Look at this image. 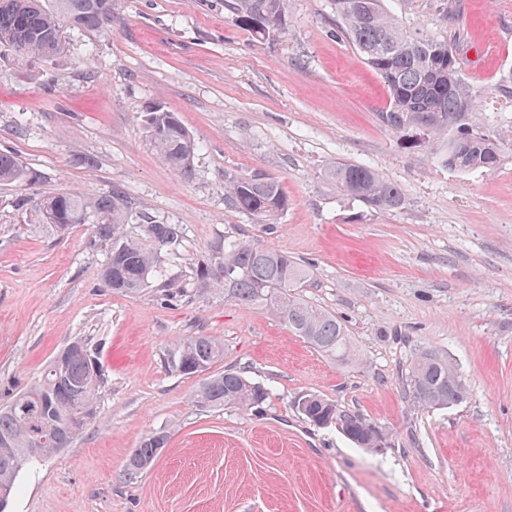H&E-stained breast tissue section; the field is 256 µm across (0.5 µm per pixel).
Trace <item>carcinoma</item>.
Segmentation results:
<instances>
[{"label": "carcinoma", "instance_id": "carcinoma-1", "mask_svg": "<svg viewBox=\"0 0 512 512\" xmlns=\"http://www.w3.org/2000/svg\"><path fill=\"white\" fill-rule=\"evenodd\" d=\"M336 28L351 42L365 63L388 89L379 121L393 133L414 132L429 142L441 143L440 162L454 170H493L500 161L501 136L486 135L469 123L474 110L469 87L460 77L456 49L445 38L405 27L385 8L384 0H330ZM289 0H225L234 23L260 38L270 36L269 21L286 24ZM115 0H0V45L12 49L20 62L54 59L66 51L64 30L79 27L96 31L112 21ZM146 137L162 161L181 176L192 174L196 144L178 121L162 117L161 109H146ZM456 135L448 137L449 132ZM328 176L345 194L374 212L402 208L401 187L374 169L334 162ZM38 174L25 168L10 151H0V183L34 182ZM224 199L238 212L272 218L288 209V197L272 177L239 178L224 175ZM125 194L112 190L88 197L61 192L35 206L39 222L65 233L77 224H89L112 252L102 269L103 281L116 293L135 294L162 274V254L181 238L177 224H160L141 214L146 243L123 237L129 223ZM196 287L221 288L224 298L264 309L294 335L338 362L353 359V346L341 318L306 300L301 289L310 271L288 253L243 239H224L214 246L209 264L196 270ZM224 360V344L211 336H194L181 345L178 367L184 374L203 373ZM457 372L440 352L423 348L402 373L411 400L423 408H439L460 393ZM104 378L77 358L64 374L49 365L41 378L0 407V492L14 495L17 476L28 458L25 448H38L48 457L68 447L98 414L97 394ZM206 407L248 409L269 399L268 390L243 373L226 370L208 375L198 393ZM309 422L322 426L329 417L343 420L351 442L361 448L377 447V425L361 414L311 395L300 411ZM169 435L146 437L126 460L130 477L148 471L167 447Z\"/></svg>", "mask_w": 512, "mask_h": 512}]
</instances>
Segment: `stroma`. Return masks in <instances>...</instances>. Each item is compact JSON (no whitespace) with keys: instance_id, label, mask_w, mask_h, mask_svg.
I'll list each match as a JSON object with an SVG mask.
<instances>
[{"instance_id":"35a3bbf8","label":"stroma","mask_w":512,"mask_h":512,"mask_svg":"<svg viewBox=\"0 0 512 512\" xmlns=\"http://www.w3.org/2000/svg\"><path fill=\"white\" fill-rule=\"evenodd\" d=\"M405 25L454 42L489 135L512 130V0H385ZM329 0H291L284 29L257 40L224 0H117L112 22L64 31L54 61L0 49V150L38 173L0 184V404L69 342L99 355L100 415L18 474L7 512H512V146L491 171L443 167L431 143L381 126L380 77L338 35ZM174 113L197 144L181 179L145 138L146 107ZM397 183L385 213L347 196L328 165ZM272 176L289 200L259 224L224 200V176ZM121 188L134 213L178 224L167 287L117 294L112 245L79 224L60 234L34 206L62 191ZM227 236L311 267L303 296L341 316L357 359L337 363L268 312L195 285ZM224 345L270 391L248 410L196 401L181 344ZM447 356L467 388L447 408L406 395L415 348ZM316 393L376 423L361 448L296 407ZM170 439L150 470L124 475L150 434Z\"/></svg>"}]
</instances>
